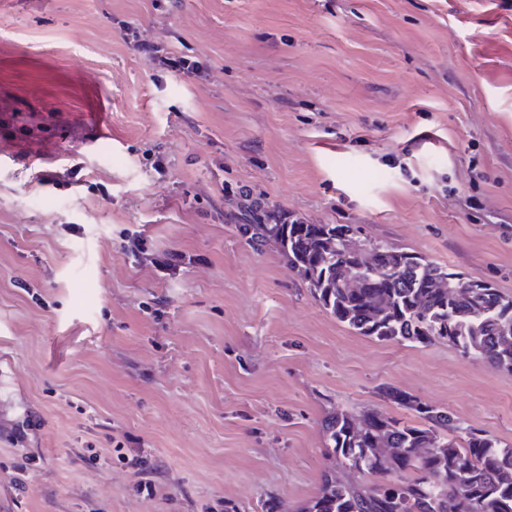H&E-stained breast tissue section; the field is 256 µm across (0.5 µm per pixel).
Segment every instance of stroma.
I'll list each match as a JSON object with an SVG mask.
<instances>
[{
  "mask_svg": "<svg viewBox=\"0 0 512 512\" xmlns=\"http://www.w3.org/2000/svg\"><path fill=\"white\" fill-rule=\"evenodd\" d=\"M1 151L0 512H300L383 386L512 447V376L355 333L221 191L511 298L512 0H0ZM123 39L135 49L150 53L154 63L167 70L181 73L188 77H200L205 72V65L198 59H190L177 55L172 48L158 44H145L137 28L130 25L121 27Z\"/></svg>",
  "mask_w": 512,
  "mask_h": 512,
  "instance_id": "stroma-1",
  "label": "stroma"
}]
</instances>
